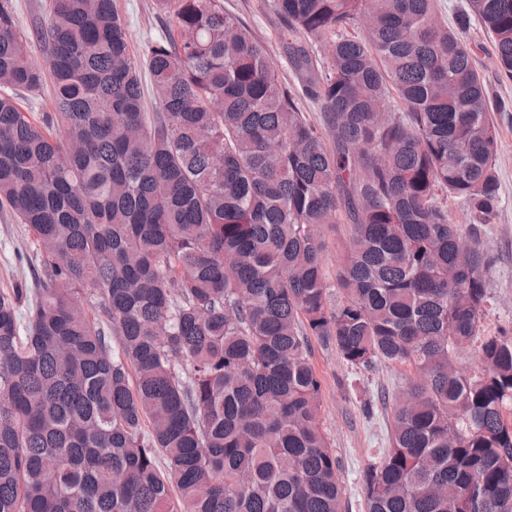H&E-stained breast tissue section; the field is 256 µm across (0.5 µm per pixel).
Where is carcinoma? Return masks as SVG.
Instances as JSON below:
<instances>
[{"label": "carcinoma", "mask_w": 512, "mask_h": 512, "mask_svg": "<svg viewBox=\"0 0 512 512\" xmlns=\"http://www.w3.org/2000/svg\"><path fill=\"white\" fill-rule=\"evenodd\" d=\"M154 5L174 34L139 59L117 0L32 34L0 0V208L41 262L0 290V512H341L311 336L412 369L366 512H512V336L480 334L506 108L461 36L511 79L512 0L451 28L437 0H273L297 88L224 0ZM322 224L348 227L334 304ZM471 48L475 68L483 76L491 95L495 99L512 103V81L502 77L496 66V52L493 43L483 33L479 25L473 23L463 35ZM32 62L44 73V88L36 98L22 97V105L25 112H34L36 117H42L45 112H53V98L50 86V75L47 68L45 55L38 44H33L31 50Z\"/></svg>", "instance_id": "obj_1"}]
</instances>
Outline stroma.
<instances>
[{
    "mask_svg": "<svg viewBox=\"0 0 512 512\" xmlns=\"http://www.w3.org/2000/svg\"><path fill=\"white\" fill-rule=\"evenodd\" d=\"M272 0H224V8L241 18L264 47L281 80L297 85L289 65L282 23ZM129 32L130 50L143 56L149 43L168 35L171 22L158 14L153 0H119ZM475 68L494 98L512 103V81L496 66L493 43L479 25L464 35ZM500 150L496 158L499 207L484 241L493 261L487 271L488 297L481 324L483 334L512 329V112L496 115ZM37 247L24 225L0 211V289L24 281L34 283L38 269ZM309 360L323 382L322 427L338 458L343 485L341 512H366L363 472L380 460L388 446L390 407L395 393L403 390L410 371L400 364H376L369 370L348 366L333 343L311 337Z\"/></svg>",
    "mask_w": 512,
    "mask_h": 512,
    "instance_id": "obj_1",
    "label": "stroma"
}]
</instances>
